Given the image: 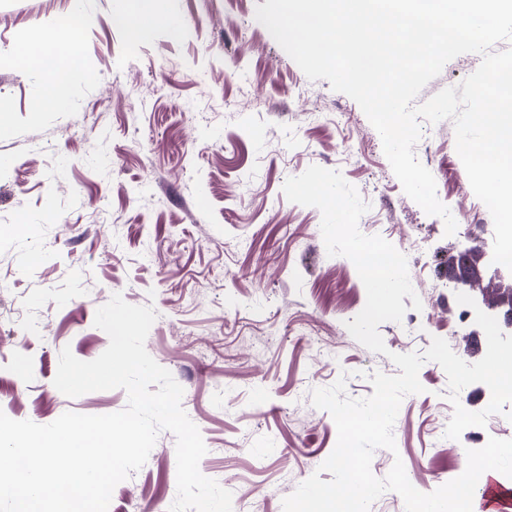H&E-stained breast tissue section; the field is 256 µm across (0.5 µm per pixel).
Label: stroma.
I'll use <instances>...</instances> for the list:
<instances>
[{"label": "stroma", "instance_id": "stroma-1", "mask_svg": "<svg viewBox=\"0 0 512 512\" xmlns=\"http://www.w3.org/2000/svg\"><path fill=\"white\" fill-rule=\"evenodd\" d=\"M257 2L168 0L187 37L161 30L134 42L109 24L132 0H0V110L12 124L0 138V410L42 425L67 411L123 410V389L70 398L53 384L63 348L83 361L106 350L95 313L121 294L157 313L145 347L184 389L182 408L207 448L201 473L233 501L283 512L312 474L331 478L320 466L337 429L312 390L342 377L348 397H368L369 374H397L390 353L424 352L435 336L478 362L486 336L461 319L456 296L501 317L494 301L512 275L495 271L493 219L456 152L453 120L422 122L414 147L433 148L428 169L457 222L448 236L405 194L357 102L310 80L257 21ZM71 25L82 30L88 74L67 109L35 110L49 78L25 53ZM481 60L449 61L417 103L458 86ZM312 165L341 172L370 205L361 233L407 258L422 307L379 325L387 354L346 327L366 291L348 258L328 255L320 211L283 194ZM464 245L482 253V272L457 285L448 264ZM419 380L423 392L403 398L394 424L396 451L376 449L371 470L382 478L402 460L429 493L463 473L466 450L512 439V421L494 414L448 439L447 375L428 361ZM175 443L159 433L108 512H169Z\"/></svg>", "mask_w": 512, "mask_h": 512}]
</instances>
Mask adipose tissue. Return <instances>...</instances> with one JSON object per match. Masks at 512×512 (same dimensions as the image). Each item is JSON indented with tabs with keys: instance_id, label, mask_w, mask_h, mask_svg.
I'll return each mask as SVG.
<instances>
[{
	"instance_id": "obj_1",
	"label": "adipose tissue",
	"mask_w": 512,
	"mask_h": 512,
	"mask_svg": "<svg viewBox=\"0 0 512 512\" xmlns=\"http://www.w3.org/2000/svg\"><path fill=\"white\" fill-rule=\"evenodd\" d=\"M138 4L135 14H115L109 20L110 25L123 28L134 42L150 40L161 28L173 38L180 34L181 24L162 11L161 0H138ZM28 57L39 71L51 77L40 100L41 105L57 110L67 108L74 78L86 72L79 33H70L63 39L61 51H32Z\"/></svg>"
}]
</instances>
